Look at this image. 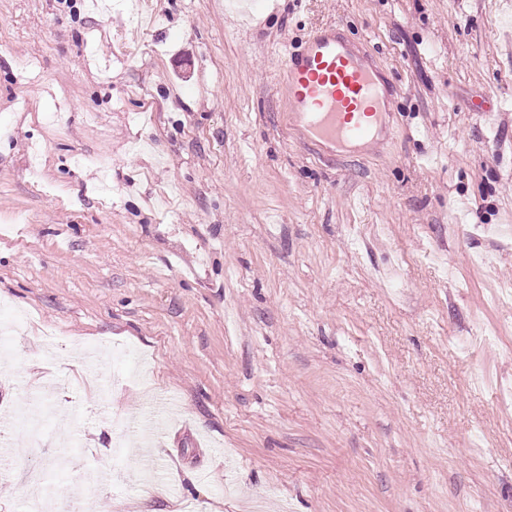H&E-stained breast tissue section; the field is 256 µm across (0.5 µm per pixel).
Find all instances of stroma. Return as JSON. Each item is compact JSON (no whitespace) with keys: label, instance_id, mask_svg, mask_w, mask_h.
Returning a JSON list of instances; mask_svg holds the SVG:
<instances>
[{"label":"stroma","instance_id":"stroma-1","mask_svg":"<svg viewBox=\"0 0 512 512\" xmlns=\"http://www.w3.org/2000/svg\"><path fill=\"white\" fill-rule=\"evenodd\" d=\"M131 2L0 0V512H512V0ZM329 26L403 90L345 153ZM298 124L343 149L369 139L388 98L377 75L331 30H317L283 60Z\"/></svg>","mask_w":512,"mask_h":512}]
</instances>
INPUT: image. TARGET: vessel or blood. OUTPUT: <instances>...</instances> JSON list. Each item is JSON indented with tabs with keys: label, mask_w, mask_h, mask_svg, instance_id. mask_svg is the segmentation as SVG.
Segmentation results:
<instances>
[{
	"label": "vessel or blood",
	"mask_w": 512,
	"mask_h": 512,
	"mask_svg": "<svg viewBox=\"0 0 512 512\" xmlns=\"http://www.w3.org/2000/svg\"><path fill=\"white\" fill-rule=\"evenodd\" d=\"M283 66L297 121L317 141L344 149L372 136L388 99L374 71L334 31L313 32Z\"/></svg>",
	"instance_id": "vessel-or-blood-1"
}]
</instances>
